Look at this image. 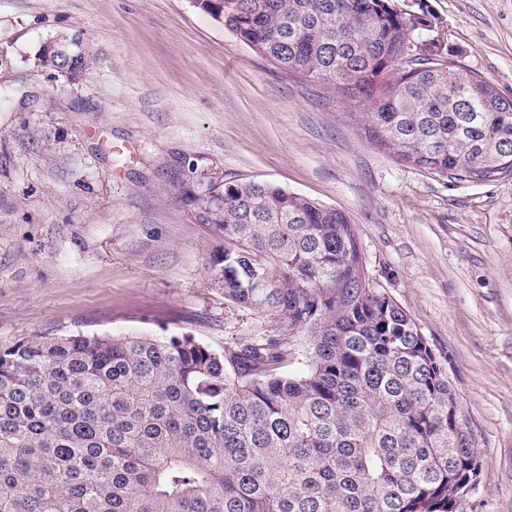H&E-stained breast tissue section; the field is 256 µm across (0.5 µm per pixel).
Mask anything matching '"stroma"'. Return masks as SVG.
Listing matches in <instances>:
<instances>
[{
	"instance_id": "35a3bbf8",
	"label": "stroma",
	"mask_w": 512,
	"mask_h": 512,
	"mask_svg": "<svg viewBox=\"0 0 512 512\" xmlns=\"http://www.w3.org/2000/svg\"><path fill=\"white\" fill-rule=\"evenodd\" d=\"M421 39L512 97V0H426ZM80 34L66 84L13 73L0 112V344L29 334L261 336L208 262L222 245L191 173L274 184L344 212L370 276L419 325L482 460L459 512H512V177L402 164L338 94L276 68L190 0H0V49Z\"/></svg>"
}]
</instances>
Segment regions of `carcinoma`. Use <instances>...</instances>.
<instances>
[{
    "label": "carcinoma",
    "instance_id": "cac0c4a2",
    "mask_svg": "<svg viewBox=\"0 0 512 512\" xmlns=\"http://www.w3.org/2000/svg\"><path fill=\"white\" fill-rule=\"evenodd\" d=\"M281 69L366 107L404 164L462 182L512 175V98L435 58L424 2L192 0ZM73 83L80 35L20 58ZM224 237V301L279 331L31 334L0 346V512H456L481 458L442 361L373 287L342 212L261 181L195 175Z\"/></svg>",
    "mask_w": 512,
    "mask_h": 512
}]
</instances>
